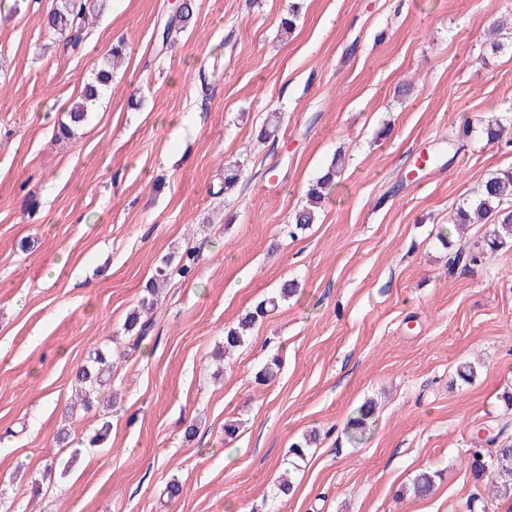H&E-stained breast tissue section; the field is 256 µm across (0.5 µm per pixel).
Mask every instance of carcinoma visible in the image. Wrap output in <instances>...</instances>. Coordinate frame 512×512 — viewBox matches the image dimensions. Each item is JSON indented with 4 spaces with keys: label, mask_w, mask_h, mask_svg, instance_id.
Instances as JSON below:
<instances>
[{
    "label": "carcinoma",
    "mask_w": 512,
    "mask_h": 512,
    "mask_svg": "<svg viewBox=\"0 0 512 512\" xmlns=\"http://www.w3.org/2000/svg\"><path fill=\"white\" fill-rule=\"evenodd\" d=\"M91 9H93L91 0H51L48 10L49 28L65 35L68 42L76 46L86 38L83 22ZM192 17L191 0H184L181 8L166 15L162 27L157 31L158 40L164 45L174 43V37L188 27ZM120 54V47H112L107 54L104 67L98 71L95 80L85 85L79 100L65 112V119L58 122V136L71 138L88 121L100 99L103 87L111 81L110 65L114 64V60L120 57ZM342 166L341 159H332L311 185L306 194V203L293 214L292 221L295 228L304 230L317 222L325 196L336 186V179L341 176ZM510 199H512V169L484 178L474 197L450 215L448 223L455 228L466 224H489L480 246L466 253L459 252L453 262L456 263L464 257L475 262L481 256L492 253L512 241V206L508 203ZM196 261L195 251L187 249L181 254L177 264L174 265L167 259L155 268L152 276L142 287L138 306L127 315L124 322V330L131 341V350H136L148 337L153 327L150 314L157 308L165 288L177 276L184 279L190 277L194 272ZM298 290L297 282L285 280L275 294L263 299L253 309L247 311L239 319L238 326L230 327L224 332V355H230L242 347L246 340V331L277 309L280 302L296 295ZM281 366L280 357L272 356L256 374V380L266 382L276 378ZM112 369V353L103 350L96 351L90 361L80 366L77 372V401L84 409H90L99 398L104 396L105 390L112 383ZM372 414V403L365 402L359 407L358 415L350 421L351 439L357 440L362 437L366 422ZM505 431L506 428H501L498 435L489 440V443L497 444L494 453L489 456H484L481 448L473 449L471 470L478 478L486 473L490 474L492 488L509 495L512 493V441L498 442V437ZM316 440L317 433L313 431L304 436L302 441L293 443L289 453L302 460ZM434 487L435 474L429 471L420 472L413 479V491L419 497L431 494Z\"/></svg>",
    "instance_id": "1"
}]
</instances>
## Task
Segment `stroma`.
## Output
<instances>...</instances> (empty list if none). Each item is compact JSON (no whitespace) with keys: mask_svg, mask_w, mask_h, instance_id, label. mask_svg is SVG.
I'll list each match as a JSON object with an SVG mask.
<instances>
[{"mask_svg":"<svg viewBox=\"0 0 512 512\" xmlns=\"http://www.w3.org/2000/svg\"><path fill=\"white\" fill-rule=\"evenodd\" d=\"M193 2L167 46L155 33L170 0H106L73 49L50 33L48 0H0V500L9 512H512L467 466L512 420V247L452 268L461 239L437 238L481 180L512 167V144L474 121H512V26L488 32L512 22V0H302L288 35V0ZM118 43L97 111L55 140ZM271 112L277 136L258 140ZM430 149L443 164L405 180ZM338 153L318 224L291 231ZM189 246L193 275L166 288L129 352L144 281ZM285 278L299 293L216 367L225 330ZM97 347L112 353L116 402L70 411ZM275 354L279 377L257 384ZM368 400L356 445L348 423ZM104 419L108 441L89 446ZM228 419L241 422L231 440ZM52 457L69 468L34 489ZM423 470L438 474L434 493L405 494Z\"/></svg>","mask_w":512,"mask_h":512,"instance_id":"1","label":"stroma"}]
</instances>
